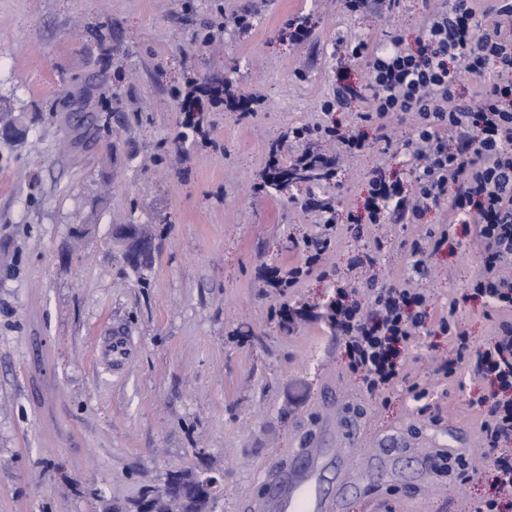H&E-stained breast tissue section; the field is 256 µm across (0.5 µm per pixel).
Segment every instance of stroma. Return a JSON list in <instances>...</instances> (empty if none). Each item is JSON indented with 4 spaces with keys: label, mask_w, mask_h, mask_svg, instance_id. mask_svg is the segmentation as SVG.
I'll use <instances>...</instances> for the list:
<instances>
[{
    "label": "stroma",
    "mask_w": 512,
    "mask_h": 512,
    "mask_svg": "<svg viewBox=\"0 0 512 512\" xmlns=\"http://www.w3.org/2000/svg\"><path fill=\"white\" fill-rule=\"evenodd\" d=\"M447 4L368 0L353 13L345 0H0V112L26 116L19 140H0V512H103L167 472L205 468L224 473L213 512H243L263 492L265 464L338 444L352 471L389 449L374 512H471L488 493L492 462L470 405L486 384L469 363L456 379L434 376L435 360L453 356L448 337L421 333L407 351L434 422L406 385L366 397L323 317L280 316L327 304L339 280L423 288L436 311L468 287L483 261L471 237L432 254L425 275L408 265L411 243L448 220L445 204L392 225L379 267L350 262L374 246L375 229L346 221L363 209L371 166L412 174L410 156L383 150L412 134V118L365 127L373 151L337 167L328 260L282 295L263 273L297 264L298 240L320 232L304 201L325 183L253 192L289 126L351 125L366 110L360 99L322 109L339 79H369L348 40L374 45L396 30L414 46ZM302 13L313 34L290 43L288 22ZM239 14L251 27H234ZM219 22L223 38L203 44ZM190 74L262 102L206 107L207 142L178 141L174 92ZM61 112L94 124L67 150ZM79 224L90 232L74 251ZM122 224L156 229L144 272L113 244ZM117 327L131 349L119 370L97 356ZM423 448L464 449L475 476L421 473Z\"/></svg>",
    "instance_id": "stroma-1"
}]
</instances>
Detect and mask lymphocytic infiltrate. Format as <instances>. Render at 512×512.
<instances>
[{
    "label": "lymphocytic infiltrate",
    "mask_w": 512,
    "mask_h": 512,
    "mask_svg": "<svg viewBox=\"0 0 512 512\" xmlns=\"http://www.w3.org/2000/svg\"><path fill=\"white\" fill-rule=\"evenodd\" d=\"M473 14L474 0H449L447 10L428 20L413 49L394 31L373 49L351 41L352 55L369 60V80L362 86H338L335 100L323 104L329 112L335 102L366 99L370 109L364 121L381 126L394 117L414 118L413 134L401 144L418 160L413 186L405 188L401 179L391 178L385 165L374 166L365 199L368 223L416 222L424 208L442 203L452 184V221L464 225L484 254L467 292L434 319L428 313L430 298L421 288L391 282L336 287L323 316L343 338L349 373L374 398L409 382L406 351L422 329L451 338L458 356H465L470 344L458 328L461 302L478 299L488 310L512 312V276L501 268L503 258L512 257V0H489L481 27H472ZM464 73L479 79L472 106L457 94ZM177 96L185 114L179 134L184 141L195 129L193 115L203 101L216 107L224 103L223 87L193 77ZM287 140L301 147L297 164L305 170L333 165L311 150L316 140L336 143L351 158L369 150L361 131L337 123L291 127ZM320 210L325 233L305 241L302 261L287 272L272 270L269 287L295 286L329 249L328 229L336 218L330 204ZM474 374L493 387L480 427L485 453L493 458V475L491 493L477 501L473 512H512V453L499 450L502 441L512 440V321H500L495 340L477 352Z\"/></svg>",
    "instance_id": "obj_1"
}]
</instances>
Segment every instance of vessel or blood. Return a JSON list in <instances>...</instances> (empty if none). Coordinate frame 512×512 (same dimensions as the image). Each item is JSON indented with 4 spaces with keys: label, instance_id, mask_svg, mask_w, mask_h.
<instances>
[{
    "label": "vessel or blood",
    "instance_id": "obj_1",
    "mask_svg": "<svg viewBox=\"0 0 512 512\" xmlns=\"http://www.w3.org/2000/svg\"><path fill=\"white\" fill-rule=\"evenodd\" d=\"M102 356L113 366H123L128 356V340L122 333H114L101 348ZM334 455L330 448L300 449L288 464L273 465L265 472V491L262 496L246 500V512H344L345 488H354L363 495H371L383 474V468L370 466L356 479L340 476V492L323 491L324 470Z\"/></svg>",
    "mask_w": 512,
    "mask_h": 512
}]
</instances>
